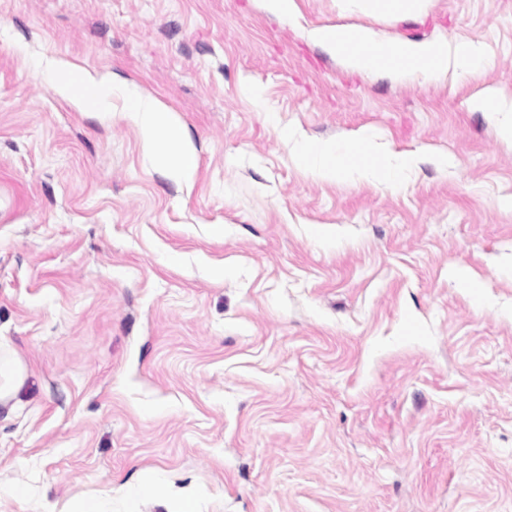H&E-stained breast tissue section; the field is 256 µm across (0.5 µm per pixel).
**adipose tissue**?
<instances>
[{"mask_svg":"<svg viewBox=\"0 0 512 512\" xmlns=\"http://www.w3.org/2000/svg\"><path fill=\"white\" fill-rule=\"evenodd\" d=\"M308 36L329 54L339 57L347 68L367 75L383 72L397 80L411 78L421 84L433 81L452 67L477 73L488 64L483 47L474 43L450 47L448 62L442 65L436 62L434 48L427 42L387 48L385 60L377 62L345 49L330 29L314 28ZM41 75L56 94L87 112L109 111L113 94L122 92L126 116L141 129L156 166L183 181H191L198 167L197 156L184 127L163 103L140 93L128 81L113 75H97L74 64H51L42 68ZM299 162L305 174L319 181L373 178L393 183L399 171L416 164L417 159L377 152L373 136L360 131L331 142L303 143Z\"/></svg>","mask_w":512,"mask_h":512,"instance_id":"ef3b65f1","label":"adipose tissue"}]
</instances>
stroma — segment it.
<instances>
[{
    "label": "stroma",
    "mask_w": 512,
    "mask_h": 512,
    "mask_svg": "<svg viewBox=\"0 0 512 512\" xmlns=\"http://www.w3.org/2000/svg\"><path fill=\"white\" fill-rule=\"evenodd\" d=\"M295 2L0 0V342L23 367L0 512H512V116L471 106L512 96V0ZM336 25L490 63L364 76L307 37ZM48 60L171 109L191 184L155 167L122 94L80 111ZM365 128L454 165L394 190L294 160ZM366 2L362 5L364 8L371 9L373 12L385 15H405L418 12L423 8L425 0H347ZM358 2V3H359ZM473 106L477 109L494 106L496 112H512V98H508L495 88L487 87L480 97L474 99Z\"/></svg>",
    "instance_id": "1"
}]
</instances>
